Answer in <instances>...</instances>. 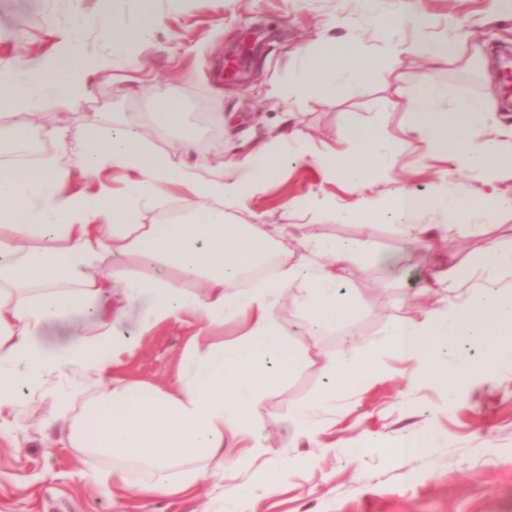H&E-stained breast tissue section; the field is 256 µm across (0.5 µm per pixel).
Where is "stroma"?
Returning a JSON list of instances; mask_svg holds the SVG:
<instances>
[{
	"label": "stroma",
	"mask_w": 512,
	"mask_h": 512,
	"mask_svg": "<svg viewBox=\"0 0 512 512\" xmlns=\"http://www.w3.org/2000/svg\"><path fill=\"white\" fill-rule=\"evenodd\" d=\"M154 8V28L135 51L119 52L112 72L92 74L82 100L64 108L47 103L31 120L28 132L40 144L39 160L67 163L52 135L58 123L76 136L92 120L110 127L118 114L136 116L145 139L184 163L244 156L288 125L340 151L338 131L351 117L383 124L402 143L389 180L378 182L377 191L406 186L423 201L447 173L448 159L426 153L420 140L404 133L399 113L389 107L403 90L434 78L454 95L495 99L492 113L477 123L485 140L500 139L502 126L512 125V86L502 72L512 57V8H504L502 0H372L368 5L363 0H188L184 5L155 0ZM402 9L427 21L419 32L408 33V40L449 42L452 55L431 58L417 50L397 65L386 63L375 24ZM82 17L87 53L108 52L102 0H0V70H20L54 54L61 34ZM250 27L258 33L262 72L258 81L242 85L225 77L224 51ZM330 37L359 44L378 78L342 85L331 97L313 89L288 104L267 95L272 81L292 75L303 50ZM161 90L181 99L186 127L209 143L206 153L186 151L180 135L154 123V96ZM204 104L224 115L223 139L214 145L212 122L200 117ZM314 192L344 207L358 197L352 185L326 179L311 163L293 161L278 181L233 205L230 214L242 223L259 215L276 224L290 209L298 223L312 225L322 237L360 235L358 225L310 211L308 197ZM372 240L379 251L403 250L402 273L388 277L365 257L345 274L342 287L363 310L344 327L303 337L301 363L256 412L266 425L269 455L240 464L238 449H225L223 474L201 471L186 496L112 498L93 480L94 473L111 468V460L70 443L69 425L81 407L54 421L56 401L23 390L13 409L0 414V512H512V364L479 361L460 400L450 406L438 387L412 383L408 363L379 343L390 320L418 321L437 305L436 295L422 292L421 279L439 259L464 262L480 256L492 241L512 243V208H499L495 223L465 222L423 247L405 244L395 224L382 221L374 223ZM146 306V300L134 301L120 327L137 347L119 374L170 387L197 324L187 316L152 335H139ZM371 339L379 343L380 378L367 386L350 384L339 394L335 411L317 417L315 439L287 448L289 430L280 416L329 385L327 360L344 352L362 357ZM374 437L384 440V447L371 446ZM405 437L411 442L408 454L392 456L388 444ZM288 458L293 464L287 480L271 492L245 497L259 472L275 475Z\"/></svg>",
	"instance_id": "stroma-1"
}]
</instances>
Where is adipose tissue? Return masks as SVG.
<instances>
[{
  "mask_svg": "<svg viewBox=\"0 0 512 512\" xmlns=\"http://www.w3.org/2000/svg\"><path fill=\"white\" fill-rule=\"evenodd\" d=\"M122 0H107L110 43L134 45L157 22L152 0H140L136 24L122 19ZM361 55L352 42L325 40L309 48L293 77L272 83L271 92L288 102L305 94L326 75V94L338 84L362 80L369 65L350 69ZM112 57L90 58L78 31L65 38L60 59L39 60L25 69L0 72V111L20 110L12 130L20 136L46 102L68 105L82 98L90 74L112 69ZM447 90L428 81L397 101L408 132L434 152L448 157L447 176L419 201L405 188L382 193L372 178L384 175L398 143L383 125L346 122L337 151L318 146L300 130L243 158L220 165L178 163L143 138L135 117L113 120L110 129L89 123L76 145L72 165L53 161L0 164V411L13 407L20 388L48 392L59 411L84 400L86 412L70 431L73 447L112 460L101 480L102 494L173 496L192 490L200 470H224V451L243 447L242 461L267 454L265 425L254 416L267 394L286 380L283 365L298 346L276 317L278 297L298 289L305 333L350 323L359 302L344 297L340 282L360 256L372 253L389 274L399 271L398 252L372 251L369 234L354 239L322 240L302 224L233 223L227 213L249 194L277 181L288 162L308 160L332 178L359 192L354 206L313 196L314 208L338 213L348 223L368 226L377 220L399 224L408 241L423 244L446 232L443 224H418L419 209L456 218L468 214L487 223L488 209L474 207L462 175L485 176L511 156L495 140L479 139L476 117L484 106L455 102L440 109ZM97 178L123 173L120 192L102 187L95 194L71 188L73 171ZM182 188L180 212L156 224L143 213L172 188ZM303 254L294 257L288 241ZM277 252L276 274L244 286L248 269ZM151 262L150 274L136 272L138 260ZM445 290L446 302L424 320L398 318L384 327L383 342L411 365L410 377L441 388L448 404L461 397V383L472 369L471 354L492 360L512 358V246L492 244L466 264L448 262L432 269L425 292ZM147 299L140 335L158 326L194 317L198 328L185 348L173 387L150 389L118 376L136 344L117 330L126 303ZM77 311L92 325L76 327L60 346L42 337L50 320ZM240 322L246 327L227 342L215 327ZM376 345L363 358L330 359L337 385L367 381L376 374ZM336 385V387H337ZM336 387L290 406L286 419L294 441L311 438L314 417L336 402Z\"/></svg>",
  "mask_w": 512,
  "mask_h": 512,
  "instance_id": "adipose-tissue-1",
  "label": "adipose tissue"
}]
</instances>
